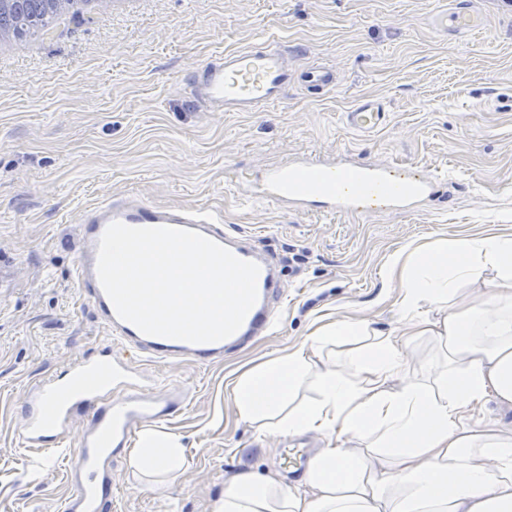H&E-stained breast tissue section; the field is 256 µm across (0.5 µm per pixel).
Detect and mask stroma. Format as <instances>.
<instances>
[{
	"mask_svg": "<svg viewBox=\"0 0 512 512\" xmlns=\"http://www.w3.org/2000/svg\"><path fill=\"white\" fill-rule=\"evenodd\" d=\"M484 20L464 42L428 29L441 0H92L35 41L0 46V512H55L67 464L16 457L27 387L95 355L108 336L74 286L79 217L104 198L223 211L276 259L287 300L278 328L223 363L155 364L188 391L161 424L183 448L175 480L149 483L119 458L115 512H210L234 475L279 471L295 437L257 433L228 392L241 373L288 354L322 324L388 330L404 319L388 258L408 246L512 235V8L460 0ZM273 38L304 48L303 66L334 64L323 100L293 87L268 112H208L179 78L224 50ZM384 98L387 129L361 136L341 114ZM347 149L447 174L433 210L303 215L250 203L237 182L301 155Z\"/></svg>",
	"mask_w": 512,
	"mask_h": 512,
	"instance_id": "stroma-1",
	"label": "stroma"
}]
</instances>
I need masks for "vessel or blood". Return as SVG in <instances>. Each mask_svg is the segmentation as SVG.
I'll return each mask as SVG.
<instances>
[{"label": "vessel or blood", "instance_id": "b4317fda", "mask_svg": "<svg viewBox=\"0 0 512 512\" xmlns=\"http://www.w3.org/2000/svg\"><path fill=\"white\" fill-rule=\"evenodd\" d=\"M438 30L455 28L475 35L480 23L469 13H436ZM313 95L334 90L335 66L297 69L287 44L271 40L199 63L188 73L192 103L209 112H262L283 103L295 85ZM346 127L358 134L386 128L390 107L380 97L363 96L344 112ZM447 178L439 172H412L345 152L333 160L307 158L265 169L242 184L247 199L315 209L331 215H362L376 210L411 214L443 198ZM115 221L131 227L171 226L195 230L227 246L238 258L260 267L258 300L240 329L219 341L191 344L141 333L120 320L97 276L99 241ZM75 286L87 301L110 342L95 356L74 360L65 375L49 374L31 384L28 410L15 434L21 453L56 444L69 462L68 490L56 512H110L112 463L130 449L138 431L165 422L184 406L183 386L146 376L141 363L190 361L208 366L223 361L228 350L272 334L275 309L284 300L277 267L250 236L225 226L222 211L201 207H165L138 199H104L87 208L80 222ZM134 349L139 364L117 355L115 345Z\"/></svg>", "mask_w": 512, "mask_h": 512}]
</instances>
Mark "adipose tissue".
<instances>
[{
	"label": "adipose tissue",
	"mask_w": 512,
	"mask_h": 512,
	"mask_svg": "<svg viewBox=\"0 0 512 512\" xmlns=\"http://www.w3.org/2000/svg\"><path fill=\"white\" fill-rule=\"evenodd\" d=\"M399 300L410 329L382 332L351 320L316 328L309 340L233 386L241 416L261 433L314 430L357 441V453L320 449L295 483L242 470L218 512H512V426L477 415L479 405H512V291L495 288L487 306L462 305L460 285L490 269L512 282V237H472L403 250ZM443 311L431 321L425 306ZM430 337L446 354L435 372L408 375L404 351ZM351 343L333 369H317L324 346ZM317 395L298 402L309 378ZM492 457L496 470L483 461ZM135 467L171 478L181 466L170 439L146 432Z\"/></svg>",
	"instance_id": "adipose-tissue-1"
}]
</instances>
